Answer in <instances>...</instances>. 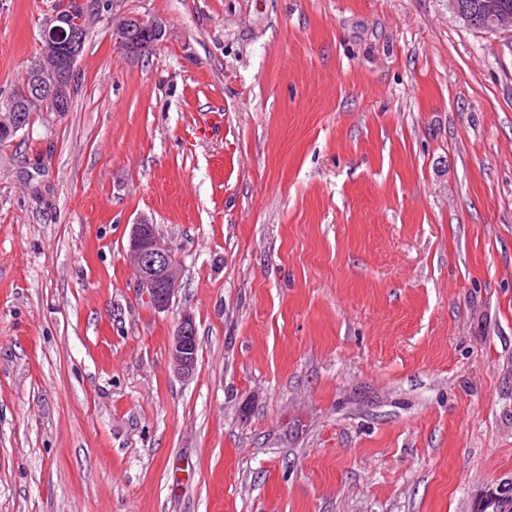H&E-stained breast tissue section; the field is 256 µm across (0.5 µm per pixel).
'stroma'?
Segmentation results:
<instances>
[{
    "label": "stroma",
    "instance_id": "1",
    "mask_svg": "<svg viewBox=\"0 0 512 512\" xmlns=\"http://www.w3.org/2000/svg\"><path fill=\"white\" fill-rule=\"evenodd\" d=\"M54 2L0 0V100ZM116 10L163 44L97 19L70 110L0 145V512H476L512 478V32L448 0ZM166 25L162 20L139 15L113 12L112 40L118 50L130 58L152 55L166 39ZM134 275L155 309L168 308L181 286V269L154 224H133L128 242ZM196 327L193 318L184 315L170 337L169 353L171 366L178 375L191 377L197 365L195 348Z\"/></svg>",
    "mask_w": 512,
    "mask_h": 512
}]
</instances>
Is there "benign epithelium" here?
Masks as SVG:
<instances>
[{"label":"benign epithelium","mask_w":512,"mask_h":512,"mask_svg":"<svg viewBox=\"0 0 512 512\" xmlns=\"http://www.w3.org/2000/svg\"><path fill=\"white\" fill-rule=\"evenodd\" d=\"M104 0H62L60 8L47 17L41 30L49 46L60 45V59L51 52L33 64L32 79L24 98L29 103L50 106L62 112L67 105V88L73 85L75 67L90 21L103 14ZM448 9L467 28L512 29V15L504 11L492 21L480 17L462 0H448ZM166 39V25L156 18L112 14V40L125 56L140 59L151 55ZM134 275L150 303L158 310L168 308L181 286V269L171 248L161 238L155 225L134 224L128 242ZM196 327L193 318L184 315L170 337L171 366L188 378L196 370Z\"/></svg>","instance_id":"obj_1"}]
</instances>
